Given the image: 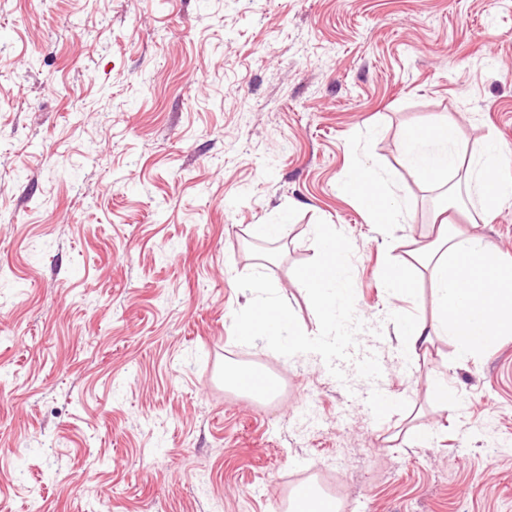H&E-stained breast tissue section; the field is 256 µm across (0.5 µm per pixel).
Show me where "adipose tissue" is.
Returning a JSON list of instances; mask_svg holds the SVG:
<instances>
[{"label": "adipose tissue", "mask_w": 512, "mask_h": 512, "mask_svg": "<svg viewBox=\"0 0 512 512\" xmlns=\"http://www.w3.org/2000/svg\"><path fill=\"white\" fill-rule=\"evenodd\" d=\"M403 166L419 182L445 183L464 170L465 187L483 214H491L512 196V181L494 180L504 160L501 144L486 138L473 153L460 147L457 128L445 120L432 129L411 127L400 141ZM391 178L365 159H355L338 183L339 192L356 200L366 223L387 227L404 223V206L390 187ZM434 239L412 251L410 259L394 258L377 276L387 290L389 320L398 345L415 355L427 350L434 337H451L460 360L494 348L512 335V264L501 263L488 245L451 222L447 204L435 213ZM428 277L434 296L431 318L405 312L404 302L416 294L417 278ZM233 391L271 401L278 392L271 375L252 365H233L224 372Z\"/></svg>", "instance_id": "1"}]
</instances>
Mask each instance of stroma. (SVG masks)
I'll return each instance as SVG.
<instances>
[{"label": "stroma", "mask_w": 512, "mask_h": 512, "mask_svg": "<svg viewBox=\"0 0 512 512\" xmlns=\"http://www.w3.org/2000/svg\"><path fill=\"white\" fill-rule=\"evenodd\" d=\"M445 118L512 149V0H0V512H278L310 480L344 512H512V335L407 356L375 277L446 194L401 134ZM355 154L406 223L337 195ZM320 219L365 325L342 382L233 337L254 270L315 329L294 269ZM455 219L512 258V198ZM234 364L280 398L225 389ZM380 391L405 408L369 414ZM289 221V211L282 212L274 223L250 225V236L261 243L276 244L288 236Z\"/></svg>", "instance_id": "stroma-1"}]
</instances>
